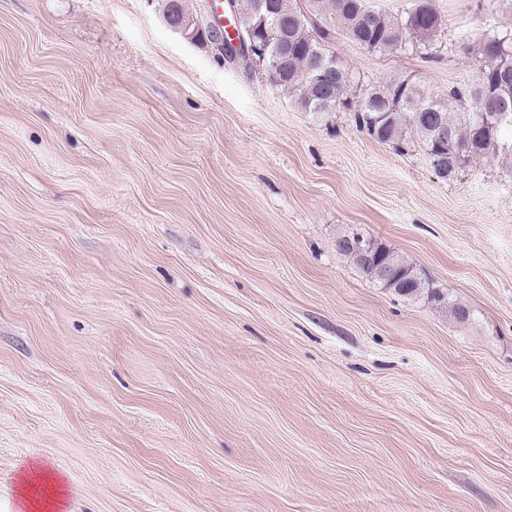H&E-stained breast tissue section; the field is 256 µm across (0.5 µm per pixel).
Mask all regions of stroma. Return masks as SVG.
<instances>
[{"label":"stroma","mask_w":512,"mask_h":512,"mask_svg":"<svg viewBox=\"0 0 512 512\" xmlns=\"http://www.w3.org/2000/svg\"><path fill=\"white\" fill-rule=\"evenodd\" d=\"M431 4L438 60L332 49L446 96L512 0ZM33 463L67 512H512V158L439 178L162 0H0L1 500ZM355 235H360V234L359 233H357V234L348 233V234H343V235L339 236L336 239V252L338 254H340L341 256L348 258L352 262V264L357 269H359L361 272H363L366 276H368V277L370 276L375 281H378L379 283H381L383 285V283L378 278V274L375 270V267L369 263H365L363 260L360 259L358 253L355 252V251H357V252L361 253L362 256L365 259H367L368 261H373L374 256L376 254L375 252H373L374 251V248L372 246L373 242L370 240L363 242L361 237L351 238V236H355ZM346 237H350V238L345 239L342 244L345 248L352 249V250L343 249L339 246L338 242ZM383 287H384V285H383ZM374 245L380 251L381 263L387 264L392 271L393 277L404 280L405 285L408 286V288H398V286L394 285L388 288L392 289L400 296L412 297L427 293L430 294L435 301H446L447 296L435 291L433 288H430L429 281L423 278L422 275L416 271L415 267L405 260L404 257L395 251H391L382 244L374 243ZM378 267L382 280L395 283V279L392 277L391 272L387 267L382 265H379Z\"/></svg>","instance_id":"obj_1"}]
</instances>
